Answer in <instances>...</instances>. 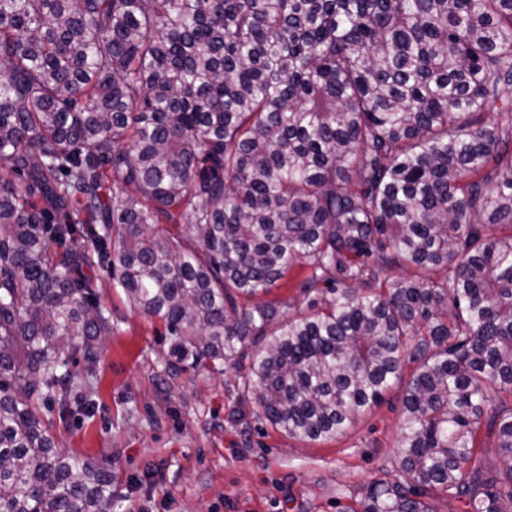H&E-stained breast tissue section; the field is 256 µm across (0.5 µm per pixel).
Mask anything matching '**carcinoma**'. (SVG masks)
Segmentation results:
<instances>
[{"label":"carcinoma","mask_w":512,"mask_h":512,"mask_svg":"<svg viewBox=\"0 0 512 512\" xmlns=\"http://www.w3.org/2000/svg\"><path fill=\"white\" fill-rule=\"evenodd\" d=\"M95 265L176 371L260 346L243 394L291 437L413 363L406 480L349 512H512V0H0V512L112 498L52 433L95 410ZM305 270L296 266L285 278L278 282V287L274 288L268 299H276L287 303L282 308L281 318L286 320L288 316H295L299 313L306 311V303L303 300V296L300 294L298 288H294L296 283L299 281ZM288 300L295 303V307L288 310Z\"/></svg>","instance_id":"obj_1"}]
</instances>
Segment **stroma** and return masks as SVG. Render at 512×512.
<instances>
[{"label":"stroma","instance_id":"stroma-1","mask_svg":"<svg viewBox=\"0 0 512 512\" xmlns=\"http://www.w3.org/2000/svg\"><path fill=\"white\" fill-rule=\"evenodd\" d=\"M114 329L97 345L98 410L56 425L63 453L112 470L106 512H354L378 478H402L404 384L344 433L288 437L242 396L234 371L170 376L162 321L130 307L93 267Z\"/></svg>","mask_w":512,"mask_h":512}]
</instances>
